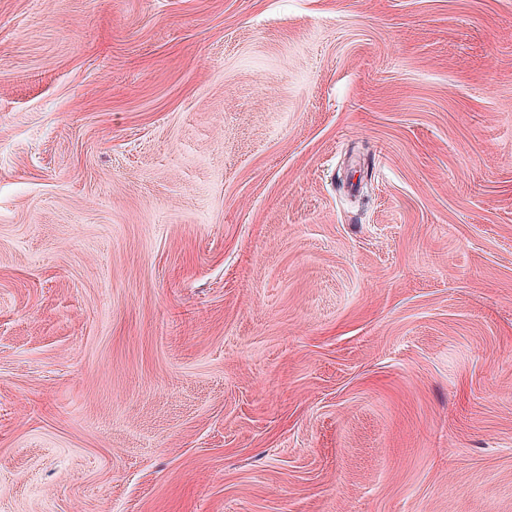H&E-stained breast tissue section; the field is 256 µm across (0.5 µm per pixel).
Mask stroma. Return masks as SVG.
Here are the masks:
<instances>
[{
	"instance_id": "1",
	"label": "stroma",
	"mask_w": 512,
	"mask_h": 512,
	"mask_svg": "<svg viewBox=\"0 0 512 512\" xmlns=\"http://www.w3.org/2000/svg\"><path fill=\"white\" fill-rule=\"evenodd\" d=\"M0 512H512V0H0Z\"/></svg>"
}]
</instances>
